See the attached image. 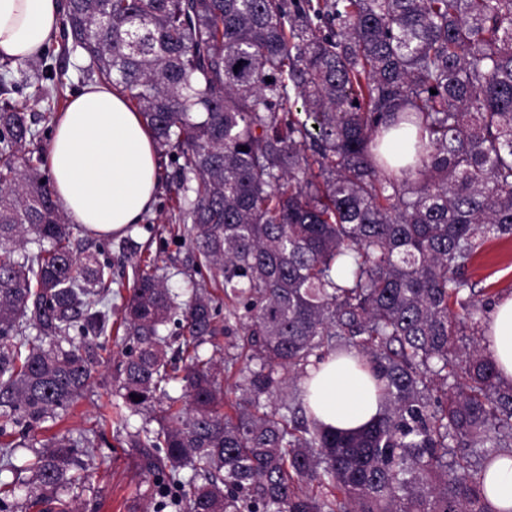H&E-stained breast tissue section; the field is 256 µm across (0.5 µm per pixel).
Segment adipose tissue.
I'll return each mask as SVG.
<instances>
[{"instance_id": "1", "label": "adipose tissue", "mask_w": 512, "mask_h": 512, "mask_svg": "<svg viewBox=\"0 0 512 512\" xmlns=\"http://www.w3.org/2000/svg\"><path fill=\"white\" fill-rule=\"evenodd\" d=\"M61 15V0H0V56L22 62L41 55ZM47 154L53 190L70 223L116 236L152 210L157 147L119 91L92 82L71 96ZM485 337L500 377L512 382V294L494 306ZM303 387L309 414L333 429L359 430L379 412L374 378L347 355L310 368ZM485 491L494 512H512V453H502L488 470Z\"/></svg>"}]
</instances>
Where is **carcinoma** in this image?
Listing matches in <instances>:
<instances>
[{
	"mask_svg": "<svg viewBox=\"0 0 512 512\" xmlns=\"http://www.w3.org/2000/svg\"><path fill=\"white\" fill-rule=\"evenodd\" d=\"M61 32L175 156L170 233L224 297L179 302L145 260L112 321V263L74 251L36 121L1 97L0 437L56 422L113 333L123 404L101 419L160 403L128 434L155 512H495L512 383L459 342L495 301L465 271L512 238V0H65ZM407 126L413 163L393 166L384 138ZM220 335L242 337L234 358L203 354ZM351 350L383 383L356 434L290 387ZM77 448L54 435L30 465L59 512Z\"/></svg>",
	"mask_w": 512,
	"mask_h": 512,
	"instance_id": "cac0c4a2",
	"label": "carcinoma"
}]
</instances>
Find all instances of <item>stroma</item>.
Here are the masks:
<instances>
[{
	"mask_svg": "<svg viewBox=\"0 0 512 512\" xmlns=\"http://www.w3.org/2000/svg\"><path fill=\"white\" fill-rule=\"evenodd\" d=\"M51 64L56 80H45L23 87L19 101L28 104L30 111H44L48 100L59 91L72 94L87 83L84 60L77 55L53 57ZM170 191L159 186L152 212L141 223L128 228L125 237L139 243L138 255L122 254L119 245L125 237L87 236L85 244L101 251L112 263V277L121 284V292L108 296L112 309H120L129 296L124 285L131 281L139 258L158 260V273L173 292L184 293L195 280L187 245L172 238L169 228L174 213L169 208ZM476 289L498 295L512 293V239L492 238L485 242L480 254L468 270ZM122 346L109 343L100 364L92 369L90 385L64 414L53 431L37 430L28 435L13 434L17 448L12 457L16 467H24L32 447L40 446L49 433L66 434L78 442L77 462L73 468L82 485L73 501L78 512H152L154 478L147 472L138 449L126 442L127 432L147 426L154 427L155 408L126 411L125 421L100 424L99 416L108 404L117 402L118 373Z\"/></svg>",
	"mask_w": 512,
	"mask_h": 512,
	"instance_id": "obj_1",
	"label": "stroma"
}]
</instances>
